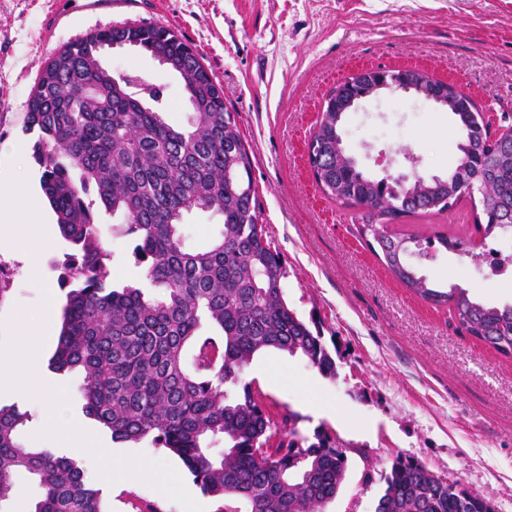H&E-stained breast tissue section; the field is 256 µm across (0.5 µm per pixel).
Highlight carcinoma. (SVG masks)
Wrapping results in <instances>:
<instances>
[{
	"mask_svg": "<svg viewBox=\"0 0 512 512\" xmlns=\"http://www.w3.org/2000/svg\"><path fill=\"white\" fill-rule=\"evenodd\" d=\"M137 44L176 64L192 110L176 128L160 107L163 91L142 77L100 69L98 47ZM68 66L41 71L26 130L39 131L34 159L42 190L61 234L72 244L59 285L68 289L63 327L52 360L57 371L78 369L86 416L115 442L149 441L177 457L218 512H316L338 494L347 455L330 436L315 441L276 420L243 373L269 349L301 353L323 376L336 361L319 328L299 319L284 297L281 254L261 223L252 181L253 151L224 90L199 54L173 31L156 25L98 30L67 43ZM367 87L353 78L338 85L311 136L310 168L321 190L361 212L360 235L405 288L453 310L459 328L512 357V303L495 306L466 289L443 290L407 262L415 235L393 233L402 218L440 215L481 194L475 227L512 235V132L490 133L477 104L456 112L457 164L445 177H417L398 193L360 175L337 150L336 99ZM491 183L494 192L483 193ZM124 218L146 287L112 283L92 208ZM223 218L205 248L186 244L182 226L194 211ZM31 415L0 407V512L14 478L33 477L41 494L29 512H105L100 490L74 460L21 443ZM224 448L215 450L216 442ZM376 512H495L474 495L410 459H397Z\"/></svg>",
	"mask_w": 512,
	"mask_h": 512,
	"instance_id": "obj_1",
	"label": "carcinoma"
}]
</instances>
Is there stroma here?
Instances as JSON below:
<instances>
[{
    "label": "stroma",
    "mask_w": 512,
    "mask_h": 512,
    "mask_svg": "<svg viewBox=\"0 0 512 512\" xmlns=\"http://www.w3.org/2000/svg\"><path fill=\"white\" fill-rule=\"evenodd\" d=\"M86 2L0 0V171L17 158L29 190L39 191L41 170L31 152L38 135L25 129L27 103L65 44L113 25L174 30L201 54L238 114L254 151L261 220L283 258L285 298L301 319L321 322L336 360L337 373L328 378L303 356L272 349L255 355L244 374L274 413L293 414L300 435L327 432L345 451V480L321 512H375L400 457L490 496L496 512H512V359L458 329L447 307L397 282L360 239L354 213L321 192L305 159L327 96L361 68L424 69L459 86L491 122L512 113V0H95L91 9ZM102 66L160 86L168 122L187 125L182 83L169 67L136 49L108 50ZM342 136L346 154L373 180L441 175L459 157L451 112L400 91L346 113ZM18 144L24 154H16ZM475 213L466 199L408 225L420 239L443 231L480 252L512 246L510 236L476 242ZM96 214L113 281H139L132 243L115 231L122 216L101 207ZM71 250L54 234L37 284L23 258L0 248V319L37 306L45 288L64 302L58 276ZM410 260L439 284L466 288L491 305L512 303V282L483 281L466 254L436 246ZM47 377L64 379L73 417L108 451L167 459L150 442H115L101 432L83 411L80 372L51 370ZM311 401L333 408V416L311 415ZM13 404L33 416L22 440L61 452L60 443L39 435L45 404L0 396L1 407ZM78 463L101 489L106 512H182L141 481L105 484L90 456Z\"/></svg>",
    "instance_id": "stroma-1"
}]
</instances>
